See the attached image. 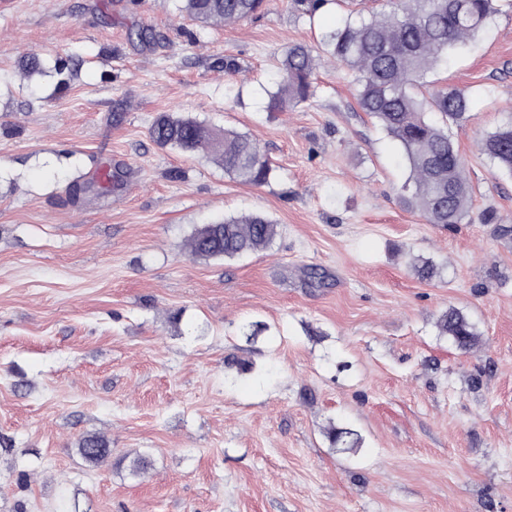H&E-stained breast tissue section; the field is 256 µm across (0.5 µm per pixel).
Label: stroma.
I'll return each mask as SVG.
<instances>
[{
	"mask_svg": "<svg viewBox=\"0 0 512 512\" xmlns=\"http://www.w3.org/2000/svg\"><path fill=\"white\" fill-rule=\"evenodd\" d=\"M373 6L267 0L224 26L179 0H0V512H512V175L477 148L512 118V0L422 87L471 99L450 131L471 212L448 226L401 199L402 150L347 66L321 57L314 98L266 109L290 44ZM163 115L256 138L268 181L158 146ZM251 213L279 226L266 250L189 254ZM451 308L474 351L440 335ZM437 327L440 335L448 336L460 350H470L478 343L479 333L476 324L455 309H448V313L441 316ZM79 454L88 462L101 464L112 457V448L102 437L90 436L85 438L78 448Z\"/></svg>",
	"mask_w": 512,
	"mask_h": 512,
	"instance_id": "1",
	"label": "stroma"
}]
</instances>
